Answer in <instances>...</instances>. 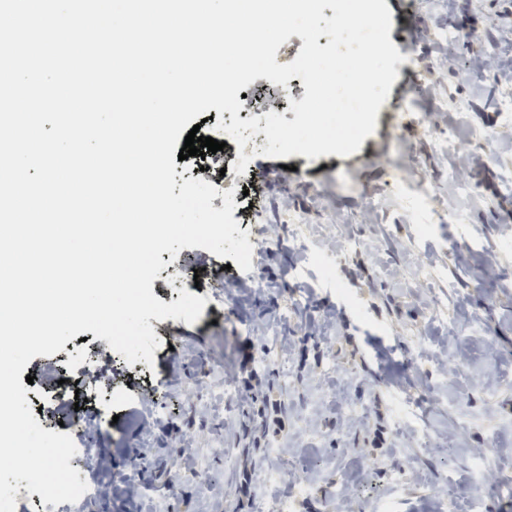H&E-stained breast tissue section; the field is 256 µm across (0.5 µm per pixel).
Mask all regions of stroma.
I'll list each match as a JSON object with an SVG mask.
<instances>
[{
  "mask_svg": "<svg viewBox=\"0 0 512 512\" xmlns=\"http://www.w3.org/2000/svg\"><path fill=\"white\" fill-rule=\"evenodd\" d=\"M386 5L404 60L374 134L346 157L252 160L255 205L242 217L259 239L252 273L199 247L160 270L159 301L185 290L206 304L191 325L151 319L160 342L151 375L98 360L100 388L131 384L140 402L100 417L93 444L110 462L111 493L58 512H133L122 491L136 457L147 463L137 478L145 512H277L287 486L249 479L274 448L298 469V512H512V466L499 455L512 449V121L503 116L512 82L456 77L489 42L512 66V0ZM449 25L465 37L454 70L439 72L435 34ZM414 93L430 132L402 110ZM448 138L455 153L439 147ZM465 156L472 198L448 185ZM398 174L433 183V207ZM325 248L328 280L316 263ZM327 311L335 321L309 336ZM56 366L38 355L24 372L63 417ZM186 438L208 454V476L180 456ZM331 480L342 497L324 496Z\"/></svg>",
  "mask_w": 512,
  "mask_h": 512,
  "instance_id": "1",
  "label": "stroma"
}]
</instances>
